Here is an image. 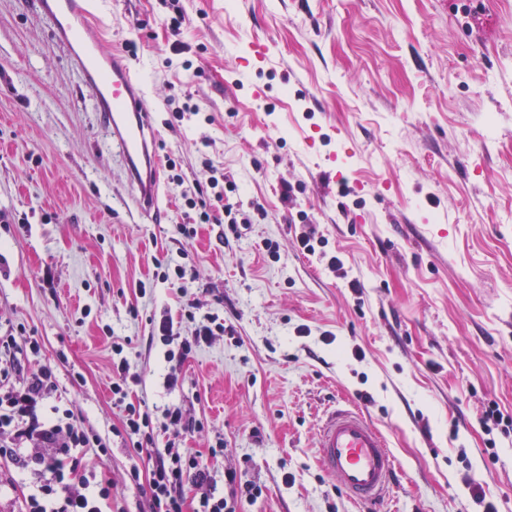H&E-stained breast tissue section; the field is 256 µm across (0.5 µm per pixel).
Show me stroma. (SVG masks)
Here are the masks:
<instances>
[{
  "mask_svg": "<svg viewBox=\"0 0 512 512\" xmlns=\"http://www.w3.org/2000/svg\"><path fill=\"white\" fill-rule=\"evenodd\" d=\"M97 20L177 164L168 217L127 206L120 151L37 0H0V331L101 439L78 472L111 484L103 512H150L130 475L147 455L118 434L116 342L143 379L132 400L204 425L156 431L154 451L223 443L218 493L228 471L262 490L240 512H362L316 448L348 404L398 463L389 512H512V436L488 446L480 424L492 405L512 418V0H101ZM214 168L229 202L265 213L186 238L184 198ZM172 260L184 279L158 281ZM190 302L225 331L170 389L152 325L190 335ZM8 443L0 512H24L32 474Z\"/></svg>",
  "mask_w": 512,
  "mask_h": 512,
  "instance_id": "obj_1",
  "label": "stroma"
}]
</instances>
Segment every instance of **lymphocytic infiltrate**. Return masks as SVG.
<instances>
[{
	"label": "lymphocytic infiltrate",
	"instance_id": "lymphocytic-infiltrate-1",
	"mask_svg": "<svg viewBox=\"0 0 512 512\" xmlns=\"http://www.w3.org/2000/svg\"><path fill=\"white\" fill-rule=\"evenodd\" d=\"M223 331V323L214 315L196 321L191 335L182 338L175 337L171 320L158 323L156 332L168 347L165 357L171 364L166 376L168 387L177 386L180 366L186 357ZM13 347L12 335L0 336V359L9 361L8 366H0V432L11 431V450L17 460L25 459L27 447L33 442L52 450L51 455L37 461L44 482L27 498V512H101L99 503L110 497V486L84 491L69 479L70 473L78 468L77 454L90 447V437L74 423L70 410L47 406L46 401L56 388L52 369L44 366L22 376L20 365L13 358ZM123 351L122 344H113L112 396L124 406V436L140 449L155 441L154 416L145 404L135 405L127 400L131 388L140 385L141 378L131 372ZM225 479L230 492L219 497L208 461L201 454L186 449L156 456L148 477L151 512H238L240 498L252 499L261 493L253 483L239 480L236 472H227ZM188 484L196 489V504L191 508L183 496V488Z\"/></svg>",
	"mask_w": 512,
	"mask_h": 512
}]
</instances>
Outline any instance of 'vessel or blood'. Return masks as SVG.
<instances>
[{
  "mask_svg": "<svg viewBox=\"0 0 512 512\" xmlns=\"http://www.w3.org/2000/svg\"><path fill=\"white\" fill-rule=\"evenodd\" d=\"M39 5L55 37L79 67L122 150L129 199L144 216L162 220L161 162L152 105L122 56L104 50L94 26L98 0H40ZM316 440L324 471L368 512H380L398 466L378 426L359 411L337 408L319 426Z\"/></svg>",
  "mask_w": 512,
  "mask_h": 512,
  "instance_id": "vessel-or-blood-1",
  "label": "vessel or blood"
}]
</instances>
